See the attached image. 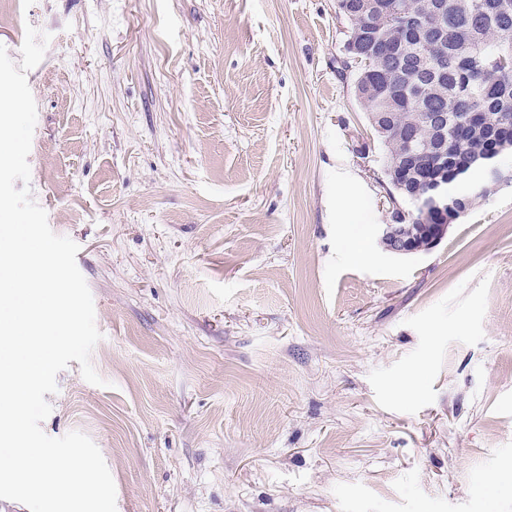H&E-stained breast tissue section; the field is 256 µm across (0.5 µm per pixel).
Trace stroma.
I'll return each mask as SVG.
<instances>
[{"instance_id": "35a3bbf8", "label": "stroma", "mask_w": 512, "mask_h": 512, "mask_svg": "<svg viewBox=\"0 0 512 512\" xmlns=\"http://www.w3.org/2000/svg\"><path fill=\"white\" fill-rule=\"evenodd\" d=\"M29 25L30 186L103 335L42 429L94 441L117 512H512V182L430 252L376 244L336 0H0L13 62ZM338 214L343 217V224H347V230L342 240V248L345 257L354 262L362 263L371 258L362 234L358 230V224H367L360 210L352 202L350 183L343 180L337 192Z\"/></svg>"}]
</instances>
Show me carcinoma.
<instances>
[{"mask_svg": "<svg viewBox=\"0 0 512 512\" xmlns=\"http://www.w3.org/2000/svg\"><path fill=\"white\" fill-rule=\"evenodd\" d=\"M466 0H381L398 5V12L362 18L356 0H338L337 8L350 22L345 47L367 54L369 64L357 71L362 86L357 100L366 112H389L394 124L409 135L431 142L433 131L409 123L416 112L455 114L448 134L456 154L448 160V182L488 158L487 139L507 132L512 121V44L501 42L512 32V0H485L475 17ZM466 112L483 113L482 126L462 119ZM384 150L382 165L398 155L401 142L378 135Z\"/></svg>", "mask_w": 512, "mask_h": 512, "instance_id": "obj_1", "label": "carcinoma"}]
</instances>
